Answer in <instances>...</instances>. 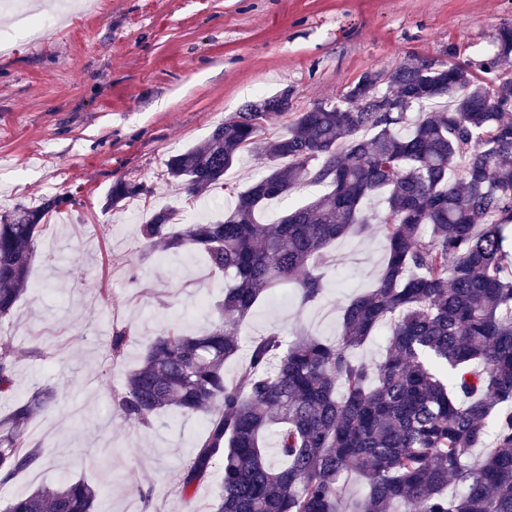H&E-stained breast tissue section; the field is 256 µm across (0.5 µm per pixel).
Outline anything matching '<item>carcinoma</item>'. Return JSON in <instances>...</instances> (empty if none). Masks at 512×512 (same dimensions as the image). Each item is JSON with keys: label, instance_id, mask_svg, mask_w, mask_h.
Wrapping results in <instances>:
<instances>
[{"label": "carcinoma", "instance_id": "cac0c4a2", "mask_svg": "<svg viewBox=\"0 0 512 512\" xmlns=\"http://www.w3.org/2000/svg\"><path fill=\"white\" fill-rule=\"evenodd\" d=\"M495 52L465 63L404 62L366 71L336 103L290 111L280 94L245 106L203 144L171 155L162 179L190 200L220 189L224 217L185 224L161 208L139 225L142 245L195 249L231 278L218 320L199 334L172 323L154 336L114 395L143 426L160 413L209 416V428L179 477L199 487L224 465L212 512H338L340 479L356 470L367 493L354 512H512V27L492 35ZM445 101L430 117L410 116ZM382 101L391 112H376ZM285 120L268 136L269 120ZM267 163L245 189L224 182L243 154ZM318 193L276 221L267 203L302 188ZM153 184L120 179L103 210L150 199ZM75 204L42 199L0 215V320L32 287L30 268L47 215ZM378 221L387 243L374 288L343 309L340 339L287 342L278 330L253 338L238 374V325L272 288L293 284L302 304L324 280L314 260L337 240ZM382 325L390 347L376 363L352 351ZM137 335L112 328V357ZM16 358L0 342V394L12 389ZM36 389L0 417V483L42 462L26 447L28 425L55 406ZM276 428L286 463L262 440ZM474 448L479 464H467ZM98 488L65 478L13 499L5 512H95Z\"/></svg>", "mask_w": 512, "mask_h": 512}]
</instances>
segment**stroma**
Instances as JSON below:
<instances>
[{"mask_svg":"<svg viewBox=\"0 0 512 512\" xmlns=\"http://www.w3.org/2000/svg\"><path fill=\"white\" fill-rule=\"evenodd\" d=\"M503 26H512V0H89L47 39L0 54V213L47 195L76 199L38 238L32 287L0 322L16 356L0 414L44 385L58 401L26 432L44 464L0 484V512L74 476L98 486V512H211L222 465L206 495L188 498L178 487L206 417L169 410L145 427L113 401L169 321L200 331L224 298V275L200 253L139 241L154 209L212 221L223 214L213 194L186 206L185 193L161 180L165 159L285 89L298 112L340 97L367 70L447 60L451 44L457 61L485 58ZM133 177L156 185L151 201L103 212L112 184ZM385 254L375 228L336 241L320 298L304 305L292 287L270 290L241 322L240 341L273 327L288 341L302 332L336 341L343 306L373 288ZM125 324L138 334L116 359L112 328Z\"/></svg>","mask_w":512,"mask_h":512,"instance_id":"obj_1","label":"stroma"}]
</instances>
